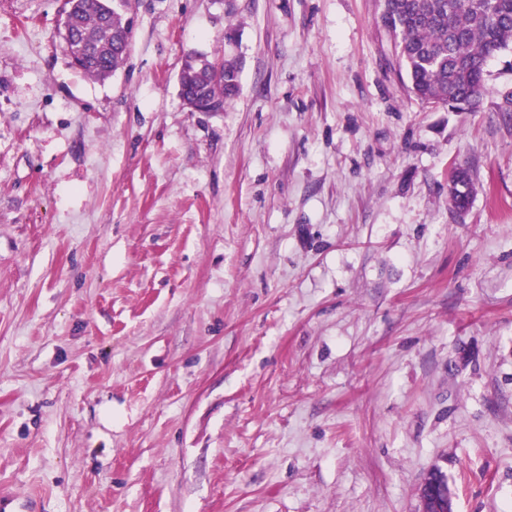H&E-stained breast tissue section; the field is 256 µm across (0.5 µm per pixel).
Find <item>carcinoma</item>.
<instances>
[{
  "instance_id": "obj_1",
  "label": "carcinoma",
  "mask_w": 512,
  "mask_h": 512,
  "mask_svg": "<svg viewBox=\"0 0 512 512\" xmlns=\"http://www.w3.org/2000/svg\"><path fill=\"white\" fill-rule=\"evenodd\" d=\"M64 41L81 48L79 70L104 81L125 60L112 35L128 29L129 0H69ZM380 20L387 29L403 67L410 94L425 104H448V99L479 105L487 90L488 60L512 45V0H383ZM239 57L224 56V72L212 73L203 55L184 57L180 78L187 97H206L222 104L240 89ZM470 176L451 194L452 206H468Z\"/></svg>"
}]
</instances>
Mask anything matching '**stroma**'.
Returning <instances> with one entry per match:
<instances>
[{"mask_svg": "<svg viewBox=\"0 0 512 512\" xmlns=\"http://www.w3.org/2000/svg\"><path fill=\"white\" fill-rule=\"evenodd\" d=\"M73 68L0 0V489L15 512H512V47L410 97L379 0H133ZM239 96L192 112L186 53ZM470 167L467 210L448 201ZM422 512H454L455 494L430 471L418 488Z\"/></svg>", "mask_w": 512, "mask_h": 512, "instance_id": "obj_1", "label": "stroma"}]
</instances>
